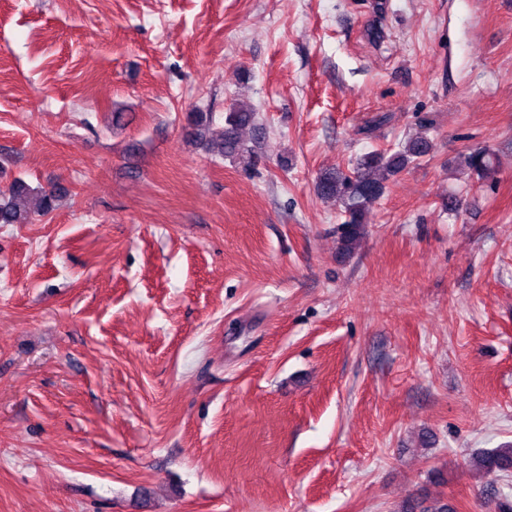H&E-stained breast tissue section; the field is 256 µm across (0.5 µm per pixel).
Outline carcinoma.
I'll return each mask as SVG.
<instances>
[{"label": "carcinoma", "mask_w": 512, "mask_h": 512, "mask_svg": "<svg viewBox=\"0 0 512 512\" xmlns=\"http://www.w3.org/2000/svg\"><path fill=\"white\" fill-rule=\"evenodd\" d=\"M187 119L199 139L206 138L213 124L210 112H191ZM255 125V113L248 105L235 104L225 116L224 130L217 142L208 141L206 148L216 150V154L229 157L240 164L249 166L254 158V149L242 136V131ZM429 152V142L422 137L411 138L391 155L372 153L356 164L353 172H328L318 181V193L321 197L336 201L342 208L346 220L340 224L338 249L349 254L353 252L367 233V216L373 204L382 195L385 182L389 177L405 169L415 159ZM463 163L477 176L483 178L494 170V157L487 148L474 149L463 155ZM68 190L54 187L48 190L31 187L18 178L7 188L0 189V224H27L32 212L28 208L31 196L38 197L36 212L52 211L56 202ZM469 469L478 472L490 480L507 477L512 474V444L500 448L478 451L466 462ZM397 512H454L441 498L408 499Z\"/></svg>", "instance_id": "obj_1"}]
</instances>
